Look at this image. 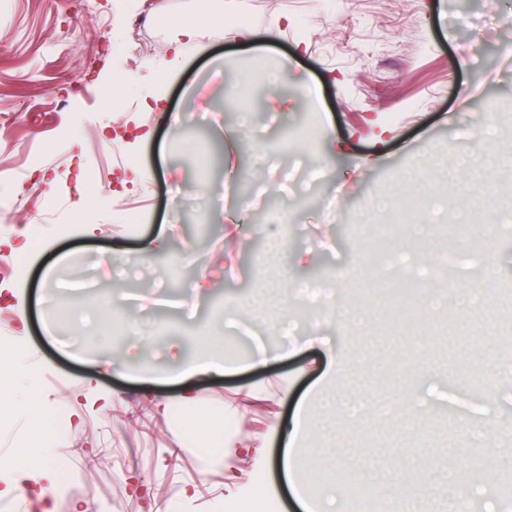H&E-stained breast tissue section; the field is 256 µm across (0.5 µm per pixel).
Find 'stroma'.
<instances>
[{
    "label": "stroma",
    "instance_id": "35a3bbf8",
    "mask_svg": "<svg viewBox=\"0 0 512 512\" xmlns=\"http://www.w3.org/2000/svg\"><path fill=\"white\" fill-rule=\"evenodd\" d=\"M269 40L238 44L219 25L172 59L171 19L142 21L131 0H0V289L18 290L23 309L0 303V335H21L35 379L36 416L0 409V458L32 426L52 432L41 466L24 478L0 467V512H86V490L112 512H249L258 487L269 512H298L280 462L295 401L315 383L301 368L332 348L347 368L332 383L397 405L389 416L323 415L331 448L353 480L372 485L408 472L412 492L438 498L435 478L451 470L492 469L512 478V462L488 465L493 448H512V386L499 375L512 361V183L492 162L505 145L488 131V101L512 104V0H213ZM289 63V92L257 97L242 88L243 66ZM198 75L186 89L181 71ZM242 89L261 116L241 125ZM129 98L112 110L114 92ZM163 92L183 125L173 128L146 97ZM319 123L309 150L294 131ZM143 125L149 141L130 143L126 127ZM148 182L112 190L131 164ZM425 178L413 223H432L453 239L470 225L465 247L494 273L458 271V290H481V308L429 313L397 331L382 311L351 329L330 314L299 321V282L326 274L330 294L361 307L365 286L382 274L364 254L376 197L400 208L397 186L413 165ZM84 170L85 203L74 187ZM248 186L257 206L215 201L200 184ZM194 208L212 228L208 240L174 220ZM136 208L145 220L126 222ZM237 225L248 250L224 253ZM164 236L148 259L139 248ZM284 248L270 260L267 241ZM39 241L28 259L4 240ZM306 252L310 264L294 269ZM269 292L258 317L245 309ZM137 320L146 338L127 335ZM220 348L235 371L191 385L146 381L188 348ZM278 361L250 367L259 350ZM440 376L407 373L415 350ZM250 398H242L243 388ZM418 393L422 413L404 408ZM495 403L499 422L481 444L470 434L481 408ZM236 414L242 440L260 452L224 455L188 446L194 431L221 428Z\"/></svg>",
    "mask_w": 512,
    "mask_h": 512
}]
</instances>
